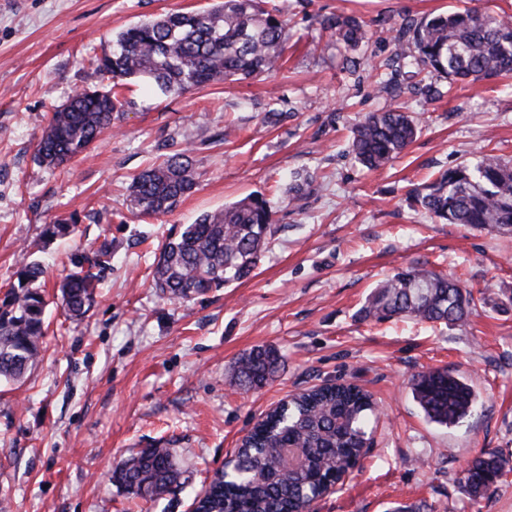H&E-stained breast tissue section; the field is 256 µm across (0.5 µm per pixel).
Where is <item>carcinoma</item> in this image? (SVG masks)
I'll use <instances>...</instances> for the list:
<instances>
[{
  "mask_svg": "<svg viewBox=\"0 0 512 512\" xmlns=\"http://www.w3.org/2000/svg\"><path fill=\"white\" fill-rule=\"evenodd\" d=\"M322 27L353 47L365 38L361 25L350 17L334 14ZM393 41L400 51L414 48L416 64L433 79L426 86L431 100L444 95L438 81L451 86L512 74V17L505 13L467 9L425 17L396 30ZM287 43L286 22L262 8L260 0H218L208 10L139 21L112 39L118 53L105 51L90 59L111 88L82 89L52 112L36 160L61 165L120 123L125 103L112 89L128 78H148L164 93L254 78L279 66ZM417 133L413 117L396 104L368 114L353 131L350 148L362 164L378 168ZM199 178L191 150L175 149L133 179V208L142 216L171 211L194 192ZM409 195L433 218L512 232V164L497 155L483 153L445 169ZM273 223V210L261 194L202 214L159 244L154 287L176 299L249 278L269 248ZM74 231V225L57 220L44 225L41 242L47 246ZM73 265L59 285V298L68 318L78 320L95 303L101 274L112 266V242H101ZM44 275L40 263L22 256L17 283L0 301V380H21L39 355L48 305L38 285ZM485 300V293L477 297L440 272L408 267L377 286L361 313L376 322L408 317L433 325L458 324ZM279 365L274 349L255 348L239 361L236 380L247 390L258 389ZM411 389L426 418L440 426L461 423L478 404L472 387L446 367L413 376ZM374 415L370 396L351 384L293 396L257 423L239 449L236 471L213 484L199 512H309L326 484L356 467ZM510 472L512 459L483 449L464 469V487L476 501ZM180 475L171 449L153 444L117 469L113 478L131 494L158 498Z\"/></svg>",
  "mask_w": 512,
  "mask_h": 512,
  "instance_id": "1",
  "label": "carcinoma"
}]
</instances>
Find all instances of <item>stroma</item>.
Listing matches in <instances>:
<instances>
[{"instance_id":"stroma-1","label":"stroma","mask_w":512,"mask_h":512,"mask_svg":"<svg viewBox=\"0 0 512 512\" xmlns=\"http://www.w3.org/2000/svg\"><path fill=\"white\" fill-rule=\"evenodd\" d=\"M214 3L0 0V297L44 224L77 219L71 238L38 256L47 284L103 240L115 248L95 308L71 321L49 306L38 362L22 384L0 382V507L189 512L266 412L337 382L367 390L379 416L358 466L312 512H512V473L476 507L460 483L481 449L512 457V233L439 222L406 197L481 153L512 160V79L433 102L392 42L407 21L465 8L512 15V0H263L288 24L277 72L179 95L130 79L120 128L64 166L38 164L48 114L103 85L89 57L139 20ZM333 13L358 21L367 42L331 38L321 20ZM386 62L393 91L380 96ZM397 101L421 130L388 165L367 169L348 151L352 129ZM175 144L191 146L198 189L170 213L135 217L131 179ZM252 193L271 201L276 228L252 277L179 300L157 292L150 267L171 228ZM408 266L488 299L461 325L363 320L374 287ZM258 346L274 347L280 367L245 391L234 367ZM439 367L478 396L477 412L451 428L428 422L410 389L412 376ZM159 441L174 452L178 485L158 500L128 494L114 470Z\"/></svg>"}]
</instances>
